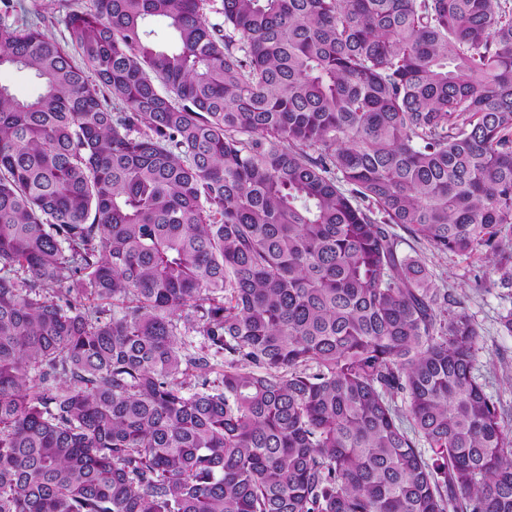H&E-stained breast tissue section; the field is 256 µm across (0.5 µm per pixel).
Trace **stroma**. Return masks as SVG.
Here are the masks:
<instances>
[{
  "mask_svg": "<svg viewBox=\"0 0 512 512\" xmlns=\"http://www.w3.org/2000/svg\"><path fill=\"white\" fill-rule=\"evenodd\" d=\"M399 238L401 251L421 258L435 287L451 293L458 310L473 319L480 346L474 373L485 391L499 399L505 423L512 427V334L500 326L501 315L512 309V288H473L474 276L489 269L483 253L455 257L434 251L407 232H400Z\"/></svg>",
  "mask_w": 512,
  "mask_h": 512,
  "instance_id": "stroma-1",
  "label": "stroma"
}]
</instances>
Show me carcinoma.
I'll return each instance as SVG.
<instances>
[{"label":"carcinoma","instance_id":"1","mask_svg":"<svg viewBox=\"0 0 512 512\" xmlns=\"http://www.w3.org/2000/svg\"><path fill=\"white\" fill-rule=\"evenodd\" d=\"M60 7L0 18V512H512L390 231L512 288L509 0ZM0 83L11 86L20 97H31L39 92V85L35 80L12 69L0 70Z\"/></svg>","mask_w":512,"mask_h":512}]
</instances>
